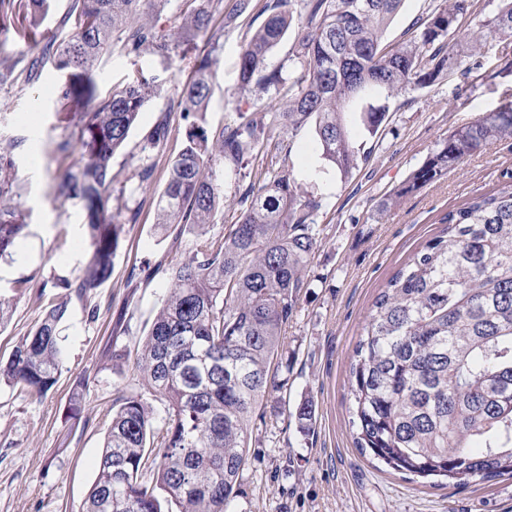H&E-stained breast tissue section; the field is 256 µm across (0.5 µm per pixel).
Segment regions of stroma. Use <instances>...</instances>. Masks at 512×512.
<instances>
[{
  "label": "stroma",
  "mask_w": 512,
  "mask_h": 512,
  "mask_svg": "<svg viewBox=\"0 0 512 512\" xmlns=\"http://www.w3.org/2000/svg\"><path fill=\"white\" fill-rule=\"evenodd\" d=\"M263 3L252 0L234 25L213 35L222 49L203 120L208 132L219 131L252 100L237 90L238 61L246 39L263 21ZM181 9L180 0H170L150 17L157 30L172 35L164 52L135 55L117 44L94 72L101 97L138 80L163 93L144 109L112 159V211L123 226L112 275L89 294L71 295L60 329L63 365L54 386L36 394L0 384V512H78L122 397L147 396L155 417L166 414V402L150 395L137 357L170 286L167 270L184 256L189 235L177 225L158 228L156 201L186 139L177 88L213 37L198 35L190 46L175 38ZM510 60L512 39L490 40L477 76L443 77L390 99L376 135L351 123L352 142L362 157L348 179H340L313 150L312 128L293 134L287 163L295 182L324 201L317 219L320 242L306 270L308 286L282 331L287 381L252 418L237 512H512V478L429 487L426 479H409L362 455L349 416L351 357L376 297L439 235L448 211L498 189L504 172L512 171V137L388 210H380L379 203L404 185L438 141L512 99V72L504 68ZM62 79L46 61L36 74L0 87V137L20 142L14 159L28 222L25 261L0 259V297L12 304V316L0 328L3 360L41 321L59 294L57 281L82 274L91 255L80 201L55 196L63 169L56 146L76 139L56 104ZM162 119L168 123L166 139L145 149L149 131ZM145 161L153 175L143 185L134 171ZM77 389L83 398L73 418L69 405ZM306 400L314 419L303 433L294 413Z\"/></svg>",
  "instance_id": "1"
}]
</instances>
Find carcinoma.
<instances>
[{"instance_id":"obj_1","label":"carcinoma","mask_w":512,"mask_h":512,"mask_svg":"<svg viewBox=\"0 0 512 512\" xmlns=\"http://www.w3.org/2000/svg\"><path fill=\"white\" fill-rule=\"evenodd\" d=\"M51 0H0V31L17 18L27 37L53 54L67 73L57 103L76 128L81 157L71 144L58 151L66 162L57 198L78 199L86 212L91 256L85 272L60 287L84 295L112 272L122 225L112 213V158L125 145L158 86L129 84L97 98L94 69L122 42L128 53L162 52L166 35L137 19L169 0H71L72 33L47 36L41 26ZM404 0H265V19L239 59L238 90L270 96L253 99L215 136L199 124L207 111L218 41L198 61L179 91L188 122L186 144L173 161L158 200L157 223L182 224L191 240L183 261L168 271L169 293L146 337L139 366L154 393L168 402L155 431L154 414L140 395L122 398L104 441L98 475L81 512H236L249 448L248 423L260 400L279 387L284 366L283 327L297 304L305 270L317 246L322 198L297 191L288 166L274 167L278 138L314 127L326 164L346 179L358 165L344 108L378 94L360 120L376 135L387 101L411 85L443 74L466 76L480 68L452 46L468 27L470 56L489 39L512 38V0L489 20L471 24L474 0H452L414 19L396 44L383 35ZM177 29L179 38L205 32L215 14L233 24L249 0H192ZM294 51L288 75L268 70L271 51L288 34ZM512 137V101L440 140L401 193L432 182L494 142ZM18 141L0 138V259L13 256L25 236L13 159ZM249 179L240 194L224 195V176ZM239 211L235 223L215 235L224 208ZM445 228L389 280L374 302L351 358L352 425L356 447L395 472L435 478V487L469 479L512 477V175L492 194L476 195L448 212ZM69 299L50 305L41 323L23 337L6 361L0 382L42 394L62 364L58 325ZM295 418L309 429L313 406ZM154 454L150 481L142 477Z\"/></svg>"}]
</instances>
